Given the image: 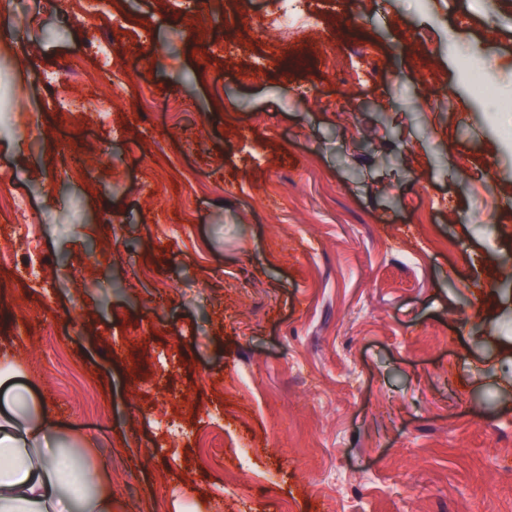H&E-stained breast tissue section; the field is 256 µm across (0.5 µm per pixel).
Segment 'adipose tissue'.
Here are the masks:
<instances>
[{"label":"adipose tissue","mask_w":512,"mask_h":512,"mask_svg":"<svg viewBox=\"0 0 512 512\" xmlns=\"http://www.w3.org/2000/svg\"><path fill=\"white\" fill-rule=\"evenodd\" d=\"M20 370L0 362V512H112V476L100 470L90 492L75 508L67 495L75 472L66 441L90 448L85 437L52 419L15 382Z\"/></svg>","instance_id":"obj_1"}]
</instances>
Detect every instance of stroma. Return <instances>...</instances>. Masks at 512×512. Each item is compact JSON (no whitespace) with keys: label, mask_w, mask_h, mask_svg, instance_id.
Masks as SVG:
<instances>
[{"label":"stroma","mask_w":512,"mask_h":512,"mask_svg":"<svg viewBox=\"0 0 512 512\" xmlns=\"http://www.w3.org/2000/svg\"><path fill=\"white\" fill-rule=\"evenodd\" d=\"M118 2L112 69L155 109L113 91L103 129L66 109L93 59L32 80L94 28L53 0L0 21V193L46 262L0 265V355L91 439L112 512H512V0H294L321 14L302 42L255 38L274 0H200L198 34L174 0ZM59 142L86 178L54 173ZM217 409L251 467L202 443ZM82 61L83 55H75L63 69L42 70L40 78L43 87L51 91L57 86L78 81L84 74ZM27 201L23 195L11 193L9 197L0 196V212L12 215L18 226L17 241L19 247L25 250L26 258L22 262L23 272L30 282L41 281L46 273L45 262L37 254L35 224H29L27 218ZM20 219L23 221L20 222Z\"/></svg>","instance_id":"1"}]
</instances>
